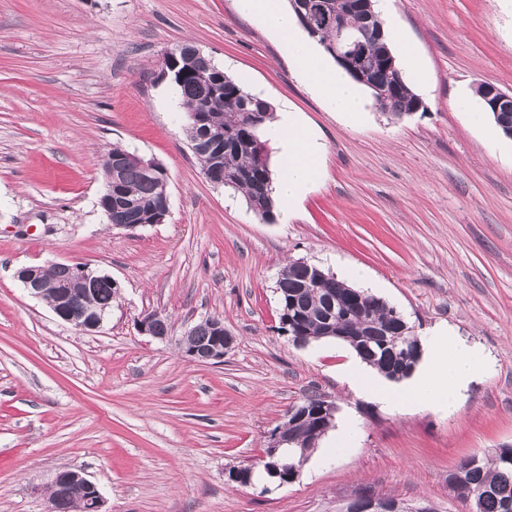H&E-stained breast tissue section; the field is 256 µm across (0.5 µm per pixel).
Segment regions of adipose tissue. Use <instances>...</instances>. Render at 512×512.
I'll return each mask as SVG.
<instances>
[{
	"label": "adipose tissue",
	"mask_w": 512,
	"mask_h": 512,
	"mask_svg": "<svg viewBox=\"0 0 512 512\" xmlns=\"http://www.w3.org/2000/svg\"><path fill=\"white\" fill-rule=\"evenodd\" d=\"M239 15L263 24L277 39L281 51L301 82L346 124L359 123L365 113L359 89L341 71L333 69L315 41L299 26L284 0H235ZM278 149V168L272 195L285 216H292L301 201L323 176L325 145L318 132L289 105L276 109L265 128ZM488 362L481 350L448 330H436L428 353L413 376L394 384L359 361L342 365L339 376L357 396L393 411L454 409L469 385L485 373Z\"/></svg>",
	"instance_id": "adipose-tissue-1"
}]
</instances>
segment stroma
Instances as JSON below:
<instances>
[{"instance_id":"obj_1","label":"stroma","mask_w":512,"mask_h":512,"mask_svg":"<svg viewBox=\"0 0 512 512\" xmlns=\"http://www.w3.org/2000/svg\"><path fill=\"white\" fill-rule=\"evenodd\" d=\"M414 46L422 111L367 104L349 126L300 82L267 29L234 0H0V512H46L62 470L82 471L107 512H337L362 494L464 512L448 473L512 446V139L490 142L455 102L490 83L512 93V11L500 0H377ZM193 42L253 93L288 102L326 145L324 176L289 221L266 223L210 183L162 72ZM119 146L168 174L165 221L113 228L100 157ZM303 259L335 277L360 266L417 336L447 326L490 367L448 414H400L337 378L352 353L281 335L276 282ZM90 264L120 285L95 332L56 318L17 269ZM167 315L170 337L139 334ZM235 336L196 365L179 339L205 317ZM320 395L357 442L325 432L297 479L258 465L293 405Z\"/></svg>"}]
</instances>
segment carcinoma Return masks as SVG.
<instances>
[{"instance_id":"cac0c4a2","label":"carcinoma","mask_w":512,"mask_h":512,"mask_svg":"<svg viewBox=\"0 0 512 512\" xmlns=\"http://www.w3.org/2000/svg\"><path fill=\"white\" fill-rule=\"evenodd\" d=\"M320 2L323 11L334 17L335 23L319 26L317 44L334 42L338 24L363 32L369 63L358 83L368 88L379 109L392 117L399 119L413 111L420 98L408 86L404 73L396 76L374 64V60L390 52L388 41L381 37L383 24L377 16H368L354 8L349 0ZM177 63V68L168 74L185 112L205 113L207 128L224 136L212 143L204 139L203 131L194 130L192 122H187L186 136L202 139L193 155L204 175L242 193L248 208L261 220H273L276 205L272 198L270 163L258 164L252 148L254 142L263 140L262 131L273 118V104L251 93L240 80L225 73L192 44L181 45ZM201 71H210L223 81L222 96H215L213 87L196 77ZM142 161L143 158L118 147L102 156L104 176L112 178V215L117 224H152L165 210L167 173L162 168L150 173ZM277 290L278 331L289 338L324 335L328 298L346 299L345 313L336 318V332L346 336L347 343L359 357L389 380L409 357L417 339L413 326L386 302L361 290L352 297V288L334 276L319 282L310 281L307 271L295 262L281 270ZM72 294L81 300L87 311L94 312L112 306L118 289L108 281H101L88 292L76 286ZM293 300L298 310L288 313L286 309ZM376 328L399 340L395 352L379 349L378 337L372 334ZM308 455L307 448L289 449L279 461V473L296 474ZM456 468L458 472H451L449 476L458 480L455 492L467 512H512V446L496 450L491 460L480 458L475 463L472 457H464ZM50 496L70 503L86 497L87 491L79 483L65 481L52 488Z\"/></svg>"}]
</instances>
